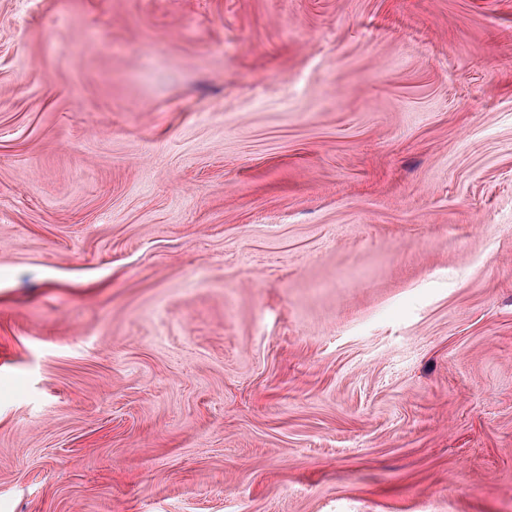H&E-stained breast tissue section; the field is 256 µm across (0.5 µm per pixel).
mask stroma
Returning <instances> with one entry per match:
<instances>
[{"instance_id": "obj_1", "label": "stroma", "mask_w": 512, "mask_h": 512, "mask_svg": "<svg viewBox=\"0 0 512 512\" xmlns=\"http://www.w3.org/2000/svg\"><path fill=\"white\" fill-rule=\"evenodd\" d=\"M0 512H512V0H0Z\"/></svg>"}]
</instances>
